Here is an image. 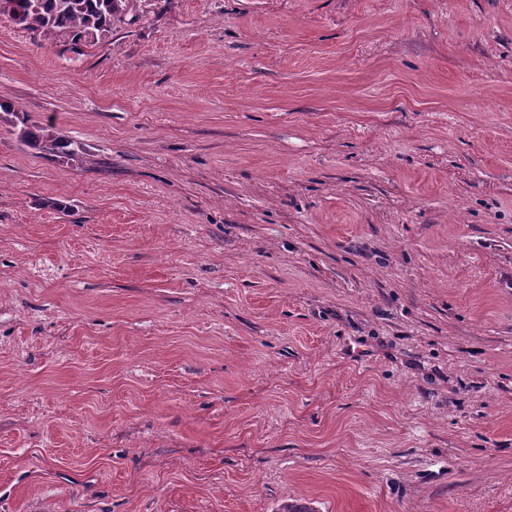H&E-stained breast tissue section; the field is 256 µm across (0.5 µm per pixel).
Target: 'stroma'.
Listing matches in <instances>:
<instances>
[{
  "label": "stroma",
  "mask_w": 512,
  "mask_h": 512,
  "mask_svg": "<svg viewBox=\"0 0 512 512\" xmlns=\"http://www.w3.org/2000/svg\"><path fill=\"white\" fill-rule=\"evenodd\" d=\"M0 17V512H512V0ZM138 0H0V15L42 37L68 35L72 47L94 43L136 19ZM131 18L127 20V16ZM0 110L5 112V116H12L5 120L17 132L18 140L24 146L59 157H75L78 152H83L82 149L70 148L73 143L60 136L52 124H34L24 114L20 116L9 103L1 99ZM19 124L21 127L18 129Z\"/></svg>",
  "instance_id": "35a3bbf8"
}]
</instances>
